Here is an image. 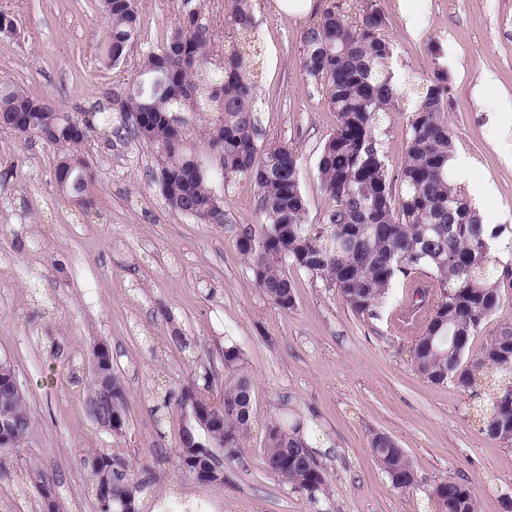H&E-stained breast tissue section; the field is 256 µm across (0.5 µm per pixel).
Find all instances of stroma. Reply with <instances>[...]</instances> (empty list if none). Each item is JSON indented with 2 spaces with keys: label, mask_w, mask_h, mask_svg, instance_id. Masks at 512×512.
<instances>
[{
  "label": "stroma",
  "mask_w": 512,
  "mask_h": 512,
  "mask_svg": "<svg viewBox=\"0 0 512 512\" xmlns=\"http://www.w3.org/2000/svg\"><path fill=\"white\" fill-rule=\"evenodd\" d=\"M255 0L261 55L260 141L292 146L299 158L307 221L329 206L318 173L321 145L336 126L325 93L300 63L308 19ZM384 35L394 46L396 77L425 80L447 72L449 124L457 148L472 157L469 180L494 191L481 218L512 263V141L488 124L491 108L512 106V0H378ZM182 0H139L141 28L122 63L109 65L108 18L98 0H0L17 26L0 34V82L17 85L59 111L91 115L113 90L133 84L143 56L157 50ZM411 102L382 113L378 137L398 171L407 151ZM98 205L82 212L54 178L57 151L0 129V360L9 361L33 427L18 448H0V512H43L33 483L54 484L60 512H98L83 460L88 452L120 456L145 488L140 512H436L432 488L465 481L477 512H504L512 499V445L481 431L475 401L454 384L435 385L414 369L411 334L399 319L411 289L397 283L373 319L356 317L337 289L292 271L293 310L257 288L237 251L241 227H260L257 189L244 178L213 187L224 209L220 226L173 210L150 181L153 151L112 132L84 146ZM187 348L169 342L173 332ZM238 344L252 376V428L224 480L201 484L180 465L185 417L176 397L196 384L201 365L226 343ZM106 345L126 389L122 431L99 427L86 412L96 345ZM308 428L326 469L329 498L315 505L264 465L267 422ZM383 431L404 449L415 488L393 487L377 465L370 438Z\"/></svg>",
  "instance_id": "stroma-1"
}]
</instances>
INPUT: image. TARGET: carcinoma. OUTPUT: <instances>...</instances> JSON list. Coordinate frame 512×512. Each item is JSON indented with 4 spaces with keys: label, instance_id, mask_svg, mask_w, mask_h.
<instances>
[{
    "label": "carcinoma",
    "instance_id": "1",
    "mask_svg": "<svg viewBox=\"0 0 512 512\" xmlns=\"http://www.w3.org/2000/svg\"><path fill=\"white\" fill-rule=\"evenodd\" d=\"M253 0H227L224 29L229 46L224 65L208 68L215 40L201 13L183 0L165 42L148 52L140 80L112 92V111L124 119V139L154 149L149 177L172 210L199 224L224 223V211L209 185L213 175L243 177L257 187L263 217L258 231L247 226L236 237L257 288L280 310L294 309L289 269L329 282L359 317L374 318L389 288L406 281L415 301L404 308L405 325L418 330L411 340L415 371L433 384L448 381L461 391L484 395L477 417L489 437L512 445V329L504 327L479 356L464 354L477 330L498 309L502 290L512 288V264L491 257L498 233L472 210L455 182L449 159L454 138L447 72L423 83L399 81L392 69L393 44L383 35L386 17L377 0H326L318 19L300 36L301 65L325 90L336 127L321 146L318 169L331 200L320 224L307 223V201L299 182L298 156L280 141L258 144ZM110 25L105 54L121 61L140 26L136 0H104ZM414 97L406 160L396 176L384 161L377 129L379 114ZM24 113L27 137L55 145L59 190L82 210L95 206L89 193L93 171L82 153L94 122L60 112L23 89L0 83V125ZM214 114L206 127V157L190 146L182 114ZM220 389L215 373L203 367L202 386L183 389L177 401L188 411L197 402L221 417L203 428L183 429L178 458L199 482H224V462L238 458L252 424L254 383L243 353L234 343L222 352ZM96 394L87 412L98 423L108 417L126 422L125 387L110 366L92 379ZM33 426L16 378L0 389V434L11 447L28 438ZM370 446L394 487L416 485L415 472L398 442L385 432ZM262 455L270 472L312 502L327 494V475L300 424L278 420L265 430ZM101 512H139L141 484L123 459L95 452L85 460ZM437 512H476L472 488L450 478L432 489Z\"/></svg>",
    "mask_w": 512,
    "mask_h": 512
}]
</instances>
